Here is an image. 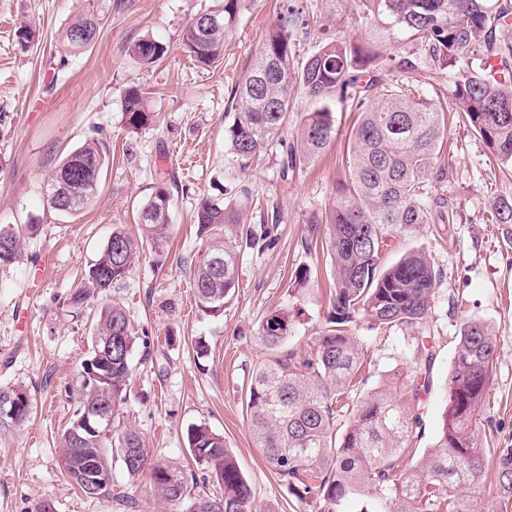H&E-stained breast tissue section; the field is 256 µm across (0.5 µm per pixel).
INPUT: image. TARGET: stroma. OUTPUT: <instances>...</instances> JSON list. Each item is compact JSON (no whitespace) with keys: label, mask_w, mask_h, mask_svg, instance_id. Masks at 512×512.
Listing matches in <instances>:
<instances>
[{"label":"stroma","mask_w":512,"mask_h":512,"mask_svg":"<svg viewBox=\"0 0 512 512\" xmlns=\"http://www.w3.org/2000/svg\"><path fill=\"white\" fill-rule=\"evenodd\" d=\"M219 0H0V225L36 224L23 256L0 268V387L27 390L29 419L0 435V512H37L51 501L56 512H184L159 502L147 475L112 466V482L128 497L118 502L81 495L64 473L59 435L79 398L78 372L95 333L93 317L116 303L131 319L137 341L127 401L113 420L115 431L138 432L156 459L188 469L190 496L219 494L208 472L195 464L186 429L204 423L224 443L254 492L256 512H315L300 501L265 462L251 438L246 389L265 352L256 340L261 320L290 305L295 269L310 271L302 314L287 345L303 350L325 326L330 309L331 260L324 235L308 231L312 216L328 211L344 175L355 113L333 110L330 146L289 174L281 164L303 116L317 103L295 95L291 119L249 169L233 161L224 129L233 111L229 94L252 67L265 34L287 5L309 21L295 36L303 59L324 38L355 40L363 25L354 11L337 16L335 0H243L236 26L224 39V60L201 68L184 50L182 33L192 19ZM99 17L97 41L72 51L65 30L80 13ZM36 36L22 42L17 29ZM167 47L156 66L143 68L128 54L143 36ZM147 94L156 122L138 132L124 124L129 87ZM106 155L92 204L71 217L48 208L44 187L66 155L85 143ZM447 177L440 193L457 202L452 223L424 225L416 239L397 237L384 257L393 263L411 245L425 247L443 272L431 306L438 329L432 342V386L421 408L422 427L409 441L423 456L442 426L448 373L464 321L489 325L497 341L489 415L497 445L512 448V237L487 216L493 197L512 196L496 159L471 132L449 126L441 151ZM170 187V232L163 266L143 259L112 290L81 309L68 299L89 265L118 227L140 238L136 214L157 181ZM225 190L244 196L251 227L273 225L271 246L246 250L236 297L223 316L210 317L195 303L192 276L205 243L196 235L201 196ZM368 349L369 377L356 386L365 395L380 386L400 394L411 383L404 353L407 333L377 332L360 322ZM204 341L206 357L193 344Z\"/></svg>","instance_id":"stroma-1"}]
</instances>
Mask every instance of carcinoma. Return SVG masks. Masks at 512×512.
Returning a JSON list of instances; mask_svg holds the SVG:
<instances>
[{
  "mask_svg": "<svg viewBox=\"0 0 512 512\" xmlns=\"http://www.w3.org/2000/svg\"><path fill=\"white\" fill-rule=\"evenodd\" d=\"M367 36L364 40H325L299 62L292 42L303 25L295 10L270 28L260 55L234 87L232 122L225 128L230 153L245 168L269 147L273 136L290 121L292 94L300 92L321 103L298 126L296 143L286 151L283 172L322 153L335 134L331 105H349L358 118L350 132L344 178L325 215L327 251L332 263L334 299L327 326L304 356L285 349L299 308H280L264 317L257 341L264 360L252 372L246 391V417L257 447L270 469L292 493L315 503L318 512H474L464 492L485 465V449L475 430L489 404L496 342L489 328L471 319L460 328L448 374V404L442 428L421 461L399 470L405 441L421 428L420 414L379 389L350 402L344 397L356 386L365 352L355 331L365 319L374 329L398 328L418 341L416 354L433 339L431 304L443 272L423 247L405 251L390 265L382 253L396 235L412 236L424 224L453 221L455 203L438 193L446 178L439 154L448 118L471 131L512 170V36L508 34L512 4L506 0H354ZM241 0H222L197 15L185 28L182 44L197 63L212 67L224 58V38L235 27ZM95 14L84 13L65 31L69 48L82 50L94 40H80L81 31L98 33ZM413 43L406 57L395 51ZM166 47L150 37L135 41L130 56L143 66L163 59ZM402 73L421 65L440 70L470 65L458 76L452 100L430 98L408 78L385 82L362 76L381 61ZM126 127L136 132L156 121L145 92L130 89L125 98ZM105 156L86 144L67 155L50 180L74 200L67 211L78 215L92 203L100 186ZM171 193L157 182L140 206L143 237L135 241L117 228L70 295L76 308L92 296L122 282L150 251L163 256L168 244ZM243 206L203 197L196 210L200 235L207 236L205 255L195 267L193 287L198 308L219 317L239 288L243 246L254 239L242 227ZM490 223L512 227V196L492 202ZM37 224L0 227V268L22 256V239ZM310 280L307 269L295 272L288 295L301 300ZM112 337V349L106 338ZM135 344L125 308L102 309L88 357L79 373L78 405L59 437L64 470L85 495L77 474L83 460L97 452L100 466L112 470L120 462L131 476L149 470L155 494L165 502H183L188 476L180 466L151 461V450L136 432L100 437L86 428L74 432L87 403L112 398L117 412L127 398L130 360ZM410 364L413 378L407 394L421 402L431 387L430 364ZM17 399L14 417L0 421V433L30 416L31 400L22 388H0V404ZM194 462L206 468L219 485L218 495L192 498L187 512H253L254 494L224 436L205 424L186 430ZM495 466L503 503L512 501V448L495 449Z\"/></svg>",
  "mask_w": 512,
  "mask_h": 512,
  "instance_id": "carcinoma-1",
  "label": "carcinoma"
}]
</instances>
